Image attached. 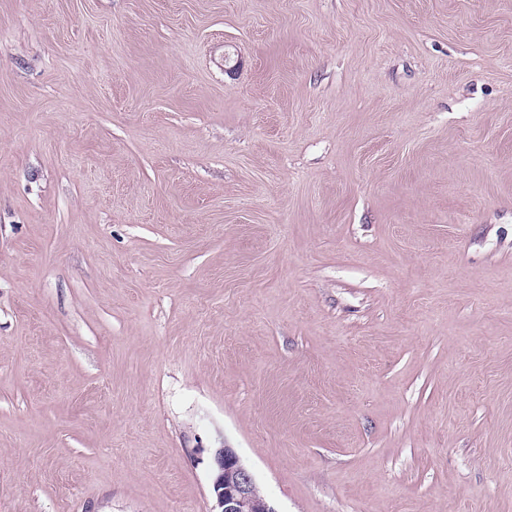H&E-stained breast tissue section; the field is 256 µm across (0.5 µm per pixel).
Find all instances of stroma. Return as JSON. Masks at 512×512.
Wrapping results in <instances>:
<instances>
[{
  "mask_svg": "<svg viewBox=\"0 0 512 512\" xmlns=\"http://www.w3.org/2000/svg\"><path fill=\"white\" fill-rule=\"evenodd\" d=\"M512 512V0H0V512ZM215 478L213 491L216 506L219 510L213 512H255V483L250 473L241 464L240 459L232 448H216L213 455ZM225 476V479H224ZM257 499L263 496L256 487ZM260 512H277L273 504L262 501Z\"/></svg>",
  "mask_w": 512,
  "mask_h": 512,
  "instance_id": "obj_1",
  "label": "stroma"
}]
</instances>
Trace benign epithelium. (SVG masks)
Returning a JSON list of instances; mask_svg holds the SVG:
<instances>
[{"mask_svg":"<svg viewBox=\"0 0 512 512\" xmlns=\"http://www.w3.org/2000/svg\"><path fill=\"white\" fill-rule=\"evenodd\" d=\"M213 491L217 512H255V483L232 448H217Z\"/></svg>","mask_w":512,"mask_h":512,"instance_id":"7a95c632","label":"benign epithelium"}]
</instances>
